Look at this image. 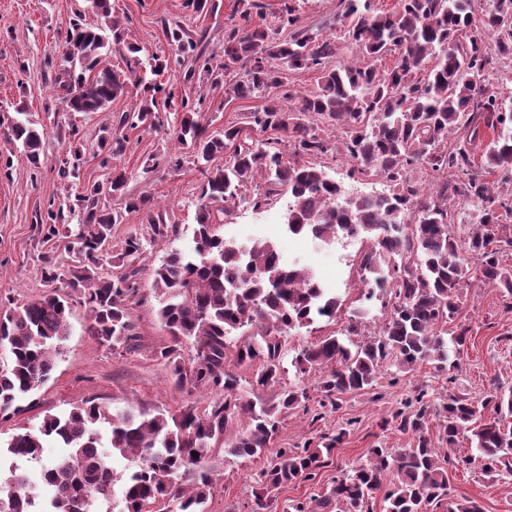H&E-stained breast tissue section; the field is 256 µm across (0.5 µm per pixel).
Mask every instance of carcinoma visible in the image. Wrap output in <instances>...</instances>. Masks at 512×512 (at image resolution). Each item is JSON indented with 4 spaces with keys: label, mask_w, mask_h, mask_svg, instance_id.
<instances>
[{
    "label": "carcinoma",
    "mask_w": 512,
    "mask_h": 512,
    "mask_svg": "<svg viewBox=\"0 0 512 512\" xmlns=\"http://www.w3.org/2000/svg\"><path fill=\"white\" fill-rule=\"evenodd\" d=\"M94 6L104 21L76 20L66 29L57 89L67 111L89 113L109 108L128 85L140 86L147 98L118 126L146 124L156 131L164 128L155 111L156 95L162 94L164 106L176 114L171 123L176 140L202 161L193 247L168 252L152 270L158 316L170 342L157 357L176 386L219 390L224 399L202 413L187 410L177 416L112 414L91 402L46 415L38 432L12 434L0 444V512H90L94 503L113 498L112 512H152L158 503L165 512H204L213 484L206 463L228 427L235 423L240 430L225 443L226 452L244 460L261 458L282 410L309 400L305 390L288 386L277 403L258 406L239 394V376L226 368L227 361L252 371L249 386L255 394L278 384L283 338L318 316L332 321L341 309L336 294L283 262L273 245L255 242L241 252L224 239L221 227L255 176L263 177L267 188L250 200L253 210L267 207L280 189H287L288 231L328 244L345 235L360 239L366 244L360 281L388 297L381 328L371 337L347 344L330 334L300 345L291 360L296 374L319 375L320 392L336 409L344 396L375 387L384 369L403 372L431 364L444 373L456 367L468 328L450 332L448 323L460 314L474 284L512 298V265L502 260L512 248V128L506 127L512 117L503 112L490 80L495 57L512 58V0H492L488 6L483 0H399L390 12L376 11L371 0H340L336 26L359 61L339 68L330 65L336 42L300 27L297 0H282L277 28L290 30L287 40L253 22V16L263 17L260 0H240L224 32L219 72L203 57L201 41L180 24L168 26L165 33L176 52L152 57V74L175 65L184 70V79L222 86L226 96L267 100L244 125H228L219 134L198 120L187 101L173 107L174 88L138 74V60L126 61L125 72L107 64L122 46L134 55L140 48L124 40L111 18L110 0H94ZM490 34L496 39L494 56L484 48ZM391 52L397 54L394 66L379 70L377 61ZM431 59L435 64L428 71ZM285 67L319 71L318 89L275 93L283 86L280 70ZM324 124L340 129V138L333 142L322 135ZM484 127L499 133L479 154ZM253 131L276 136L255 137ZM450 134L457 138L452 147ZM3 138L22 146L31 165L39 164L44 132L36 124L15 120ZM126 143V136L105 130L99 142L102 164L123 153ZM284 144L295 157L336 151L353 163L352 175L378 176L390 192L350 198L322 170L285 159ZM69 154L58 169L63 178L74 175L81 161L79 147H69ZM218 155L224 156V166L214 168L210 163ZM411 166L436 178L431 190L408 176ZM127 181L126 171L114 167L107 189L94 184L69 207L83 215L75 234L79 267L69 286L81 289L90 336L125 352L137 336L128 302L138 292L139 269L112 277L99 272V265L120 219L107 199L125 195ZM127 205L145 210L152 242L178 234L177 225L146 199L133 198ZM457 205L473 208L474 221H457ZM144 252L143 240L131 234L121 243L118 259L133 264ZM69 314L68 296L56 292L0 313L1 421L22 412L18 402L48 380L68 336ZM186 341L197 352L188 366L181 358ZM425 397V389H419L385 420L412 433L414 446L369 449L366 460L343 473L316 509L369 512V503L381 492L383 512H434L445 501L447 512H481L474 500H448L447 459L428 438V424L433 415L442 420L443 440L450 447L460 434L470 433L476 456L460 463L477 461L487 473L511 475L512 425L504 420L512 418V387H496L479 399L451 396L434 413ZM487 410L494 419L483 418ZM345 437L341 430L315 446L284 449L268 460L259 473L254 512L265 509L280 489L313 479ZM47 440L60 453L45 463ZM116 454L130 462L118 499L110 475ZM21 461L42 467V487L29 483ZM390 473L395 481L387 486Z\"/></svg>",
    "instance_id": "obj_1"
}]
</instances>
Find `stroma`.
Returning <instances> with one entry per match:
<instances>
[{
    "mask_svg": "<svg viewBox=\"0 0 512 512\" xmlns=\"http://www.w3.org/2000/svg\"><path fill=\"white\" fill-rule=\"evenodd\" d=\"M216 2L217 10L208 13L189 11L184 0H111V6L113 16L122 18L129 40L141 47L142 61H149L155 54H172L165 28L179 23L201 39L206 55L219 64L224 60L225 26L237 9V0ZM338 4L339 0H304L300 13L304 25L340 42L334 63L344 66L352 59L354 50L343 44L339 30L329 26ZM78 14L88 23L97 20L92 0H0V125L21 114L45 129L41 163L36 167L20 150L10 149L0 140V152L8 153L11 160L10 168L0 172V308L42 294L46 289L42 270L47 262H55L64 272L73 266L76 255L70 239L47 235V207L52 202L73 200L85 186L106 184L112 166L125 168L129 175L127 197H148L152 207L167 211L179 233L158 245L149 242L138 262L139 293L131 303L137 326L133 352L120 355L96 343L86 331L87 307L79 293H70V332L56 369L34 392L32 407L0 423V435L5 437L37 428L45 414L66 413L87 401L113 413L132 410L176 414L202 410L220 398L218 392L211 390L177 388L156 358L169 336L157 318L158 301L151 288V272L167 250L186 251L193 245L202 181L200 164L173 133L140 126L125 129L124 153L113 157L111 166L101 165L96 155L101 128L116 127L122 113L139 110L142 95L131 88L116 98L108 111L64 112L55 88L59 45L70 19ZM159 81L175 85L177 94L195 105L201 122L217 132L226 125L242 122L258 107L257 100L225 96L211 91L209 85L184 81L177 72L164 73ZM70 124L78 130L76 141L82 146L84 163L79 178L64 180L58 175V167L68 147L62 130ZM152 158L158 166L145 172L144 167ZM308 162L341 182L352 195L387 188L382 178L351 176V166L340 154L312 156ZM254 192V187L244 188L245 202L237 205L235 216L222 228L225 239L241 244L269 242L282 255L298 260L318 281L335 288L344 308H352L362 288L357 244L345 241L320 247L305 236L288 232L289 194L274 197L266 211L256 213L248 203ZM457 321L468 327L469 332L464 355L449 374L437 373L428 364L406 374L385 373L373 390L344 396L337 410L320 407L315 375L296 377L290 365L294 347L321 339L335 331V324L318 319L292 331L283 351L287 367L282 378L284 383L296 382L306 387L311 397L306 405L282 415L267 456H274L282 448H299L305 442L336 435L342 428L348 434L314 479L280 490L265 512H294L299 502L315 505L342 470L363 459L367 448L410 447V435L391 426L383 427L382 422L417 388L426 387L427 401L434 408L451 394L478 397L496 385L512 387V300L492 287H472L470 305ZM470 453V441L464 437L449 452L456 461L450 473V498L476 500L483 512H512V476L487 474L477 463L462 465V458ZM208 467L213 475V488L206 512H250L259 488V463H239L219 446Z\"/></svg>",
    "mask_w": 512,
    "mask_h": 512,
    "instance_id": "1",
    "label": "stroma"
}]
</instances>
